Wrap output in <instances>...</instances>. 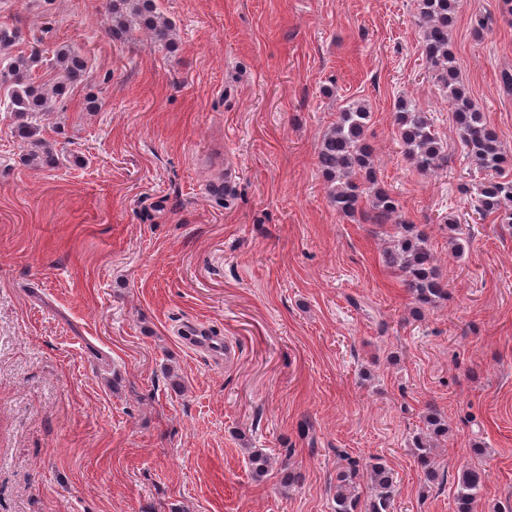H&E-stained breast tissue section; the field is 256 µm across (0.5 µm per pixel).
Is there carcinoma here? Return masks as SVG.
I'll return each mask as SVG.
<instances>
[{
    "mask_svg": "<svg viewBox=\"0 0 512 512\" xmlns=\"http://www.w3.org/2000/svg\"><path fill=\"white\" fill-rule=\"evenodd\" d=\"M457 0H418L416 26L423 36L425 61L448 93L451 119L467 158L486 178L469 191L474 211L485 218L496 216L501 224H512V179L499 176L505 157L496 131L485 121L468 91L459 80L456 58L448 37ZM112 19L111 33L123 38L132 28L143 26L154 42L165 47L174 43L172 23L161 14L157 0H107ZM23 39L18 28L0 27V112L13 114L18 137L26 145L24 162L36 168L56 164L54 148L40 137L38 125L28 121L40 112H53L68 88L84 75L82 59L68 46L58 48L47 59L37 50L15 54L12 48ZM46 67L53 73L51 83L37 84L32 72ZM371 112L361 101H350L337 113L336 122L322 135L317 164L329 183L328 200L336 213L353 217L360 213L372 224L395 222L394 244L383 251V264L397 272L415 302L433 304L448 297V282L437 270V260L428 246L425 233L400 219L399 202L381 187L376 175L372 149L366 139ZM399 140L409 164L421 173L440 169L448 153L427 113L412 102L401 99L394 115ZM429 434H448V422L431 411L426 417ZM416 458L428 482L437 479L431 440L416 438ZM256 480L263 479L271 467V457L262 449L248 456ZM366 471L372 495L360 508L357 479ZM334 512H390L397 492L393 473L377 458L363 465L349 463L336 478ZM485 485V474L478 467L463 470L455 497V512H476Z\"/></svg>",
    "mask_w": 512,
    "mask_h": 512,
    "instance_id": "obj_1",
    "label": "carcinoma"
}]
</instances>
